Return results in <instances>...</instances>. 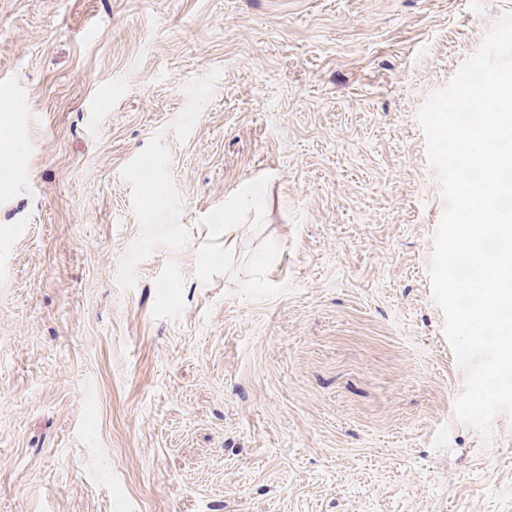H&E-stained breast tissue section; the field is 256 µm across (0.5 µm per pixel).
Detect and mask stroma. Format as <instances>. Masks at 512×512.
Masks as SVG:
<instances>
[{"mask_svg": "<svg viewBox=\"0 0 512 512\" xmlns=\"http://www.w3.org/2000/svg\"><path fill=\"white\" fill-rule=\"evenodd\" d=\"M510 11L0 0V512H512L417 120Z\"/></svg>", "mask_w": 512, "mask_h": 512, "instance_id": "35a3bbf8", "label": "stroma"}]
</instances>
